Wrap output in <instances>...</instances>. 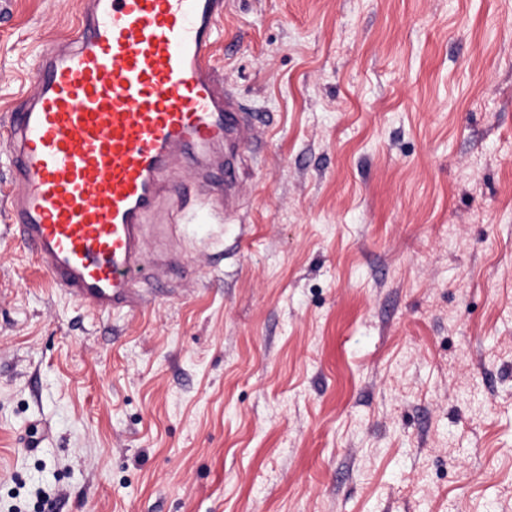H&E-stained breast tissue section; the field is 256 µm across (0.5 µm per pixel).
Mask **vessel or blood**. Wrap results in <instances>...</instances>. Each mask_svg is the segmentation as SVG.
<instances>
[{"label": "vessel or blood", "instance_id": "obj_1", "mask_svg": "<svg viewBox=\"0 0 512 512\" xmlns=\"http://www.w3.org/2000/svg\"><path fill=\"white\" fill-rule=\"evenodd\" d=\"M221 0H90L65 49L35 62L37 95L7 132V229L69 298L92 313L139 310L146 218L177 257L185 226L218 224L239 202L226 151L262 123L239 104L208 52Z\"/></svg>", "mask_w": 512, "mask_h": 512}]
</instances>
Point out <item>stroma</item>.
<instances>
[{"label": "stroma", "mask_w": 512, "mask_h": 512, "mask_svg": "<svg viewBox=\"0 0 512 512\" xmlns=\"http://www.w3.org/2000/svg\"><path fill=\"white\" fill-rule=\"evenodd\" d=\"M82 0H0V512H512V0H227L240 210L95 316L6 231Z\"/></svg>", "instance_id": "stroma-1"}]
</instances>
